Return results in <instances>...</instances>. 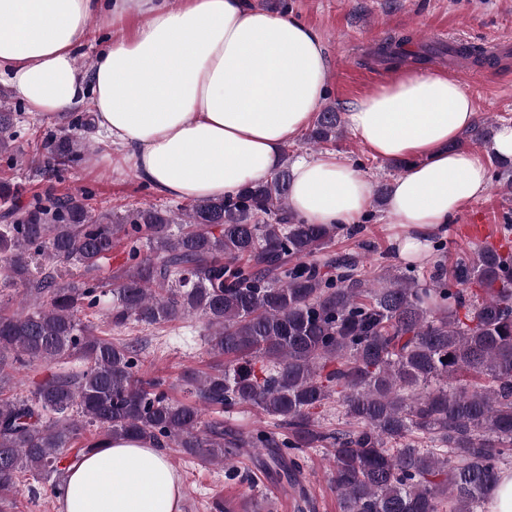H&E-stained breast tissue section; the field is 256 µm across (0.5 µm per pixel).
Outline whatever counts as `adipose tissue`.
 <instances>
[{"mask_svg":"<svg viewBox=\"0 0 512 512\" xmlns=\"http://www.w3.org/2000/svg\"><path fill=\"white\" fill-rule=\"evenodd\" d=\"M141 19L90 72L77 57L91 20ZM330 61L318 34L253 0H0V78L37 115L91 106L98 128L138 178L177 200L221 198L270 179L285 146L314 122ZM375 157L409 159L387 210L407 235L399 254L427 255L462 204L488 189L482 154L454 142L476 120L448 75L400 70L345 114ZM372 187L343 154L291 165L288 202L310 224H354ZM181 478L145 440L105 441L66 478L61 512H181Z\"/></svg>","mask_w":512,"mask_h":512,"instance_id":"adipose-tissue-1","label":"adipose tissue"}]
</instances>
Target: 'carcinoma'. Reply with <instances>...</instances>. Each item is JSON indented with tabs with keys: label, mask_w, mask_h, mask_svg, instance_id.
Instances as JSON below:
<instances>
[{
	"label": "carcinoma",
	"mask_w": 512,
	"mask_h": 512,
	"mask_svg": "<svg viewBox=\"0 0 512 512\" xmlns=\"http://www.w3.org/2000/svg\"><path fill=\"white\" fill-rule=\"evenodd\" d=\"M473 65L494 60L474 46L448 48ZM18 113L0 108V153L21 138ZM84 112L67 128L30 133L43 197L0 181V283L21 286L32 309L0 307V505L26 474L61 478L102 437L172 444L220 463L238 448L270 455L291 483L302 459L328 448L341 512H477L512 460V251L479 245L448 268L436 261L385 266L369 278L354 256L320 263L343 224H307L291 212L289 164L267 181L175 212L140 206L98 213L90 196L58 194L61 168L86 162L93 145ZM336 106L307 137L314 147L343 136ZM479 120L460 147L491 144ZM125 245V261L112 252ZM110 297L109 325H156L199 314L224 368L186 374L195 402L172 400L166 381L139 372V348L115 343L78 313ZM11 394L4 369L71 361ZM336 404V426L323 422ZM207 407L224 417L204 419ZM254 408L273 428L248 436L238 416Z\"/></svg>",
	"instance_id": "cac0c4a2"
}]
</instances>
